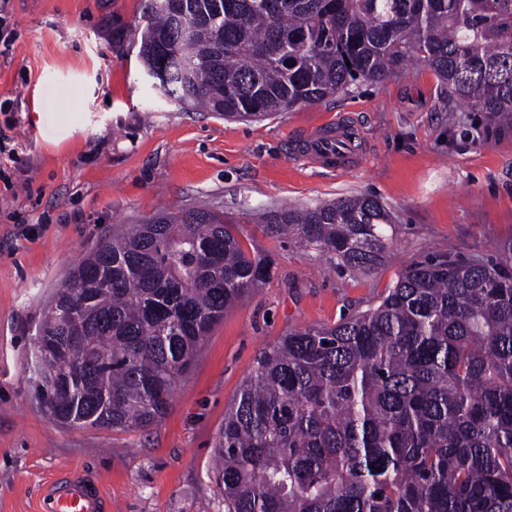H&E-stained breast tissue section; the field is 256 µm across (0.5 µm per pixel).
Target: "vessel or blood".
Returning <instances> with one entry per match:
<instances>
[{"label":"vessel or blood","mask_w":512,"mask_h":512,"mask_svg":"<svg viewBox=\"0 0 512 512\" xmlns=\"http://www.w3.org/2000/svg\"><path fill=\"white\" fill-rule=\"evenodd\" d=\"M360 133L350 122L331 119L306 135L300 154L307 162L328 171H343L357 165L362 153ZM99 491L84 482L73 481L51 491L44 500V512H100Z\"/></svg>","instance_id":"b4317fda"}]
</instances>
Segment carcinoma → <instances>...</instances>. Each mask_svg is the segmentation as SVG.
I'll return each instance as SVG.
<instances>
[{
  "mask_svg": "<svg viewBox=\"0 0 512 512\" xmlns=\"http://www.w3.org/2000/svg\"><path fill=\"white\" fill-rule=\"evenodd\" d=\"M185 6L182 23L150 0L139 48L182 106L261 119L417 60L463 105L512 123V0ZM389 223L355 195L277 212L263 230L366 270ZM273 266L210 210L126 225L51 297L39 395L67 426L157 423L205 336ZM213 458L224 512H512V271L415 262L368 310L289 330L228 405Z\"/></svg>",
  "mask_w": 512,
  "mask_h": 512,
  "instance_id": "carcinoma-1",
  "label": "carcinoma"
}]
</instances>
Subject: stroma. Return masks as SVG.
I'll return each mask as SVG.
<instances>
[{
    "label": "stroma",
    "instance_id": "35a3bbf8",
    "mask_svg": "<svg viewBox=\"0 0 512 512\" xmlns=\"http://www.w3.org/2000/svg\"><path fill=\"white\" fill-rule=\"evenodd\" d=\"M147 2L0 0V512H42L47 489L72 476L99 486L105 512H224L214 440L263 348L373 307L416 261L451 251L512 266V124L459 105L416 60L262 120L184 110L143 74ZM340 115L359 126L361 164L300 160L299 140ZM362 194L391 217L371 270L263 231L282 209ZM199 207L274 259L270 280L214 326L159 423L59 425L32 382L50 296L121 225Z\"/></svg>",
    "mask_w": 512,
    "mask_h": 512
}]
</instances>
